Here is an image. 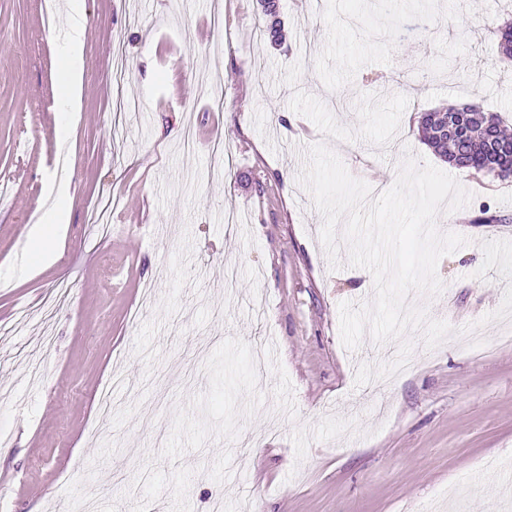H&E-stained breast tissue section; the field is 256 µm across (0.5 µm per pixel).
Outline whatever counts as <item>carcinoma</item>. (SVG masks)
<instances>
[{"label": "carcinoma", "mask_w": 512, "mask_h": 512, "mask_svg": "<svg viewBox=\"0 0 512 512\" xmlns=\"http://www.w3.org/2000/svg\"><path fill=\"white\" fill-rule=\"evenodd\" d=\"M265 17L263 35L270 44L279 46L285 35L279 18L276 0H260ZM500 54L512 59V22L497 29ZM456 117L458 125L448 136L438 134L435 117L440 112ZM434 109L421 113L419 130L424 143L434 154L457 169L473 170L499 179L512 176V134L504 122L492 112H485L477 102L462 107ZM502 218L490 205L483 204L467 220L469 224H498Z\"/></svg>", "instance_id": "cac0c4a2"}]
</instances>
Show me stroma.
Wrapping results in <instances>:
<instances>
[{"instance_id":"1","label":"stroma","mask_w":512,"mask_h":512,"mask_svg":"<svg viewBox=\"0 0 512 512\" xmlns=\"http://www.w3.org/2000/svg\"><path fill=\"white\" fill-rule=\"evenodd\" d=\"M85 0L81 112L62 83L69 0H0V512H500L512 501V179L448 166L420 113L480 100L512 126V61L496 30L512 0H438L422 17L377 0H278L286 43L257 0ZM122 80H115L116 58ZM388 82L363 85L369 70ZM223 88L222 102L207 89ZM197 132L185 154L186 128ZM226 159L214 161L213 140ZM391 187L406 157L471 192L440 213L469 238L444 256L435 297L450 325L384 391L356 385L384 357L343 346L339 305L370 302L369 271L340 249L298 182L310 146ZM69 184L70 221L30 231ZM115 199L109 232L91 221ZM499 224L467 223L482 203ZM70 287L55 305L58 283ZM114 402L97 433V396ZM261 10L265 17L264 29L262 30L265 39L271 45L280 46L285 39L283 34L282 22L279 18L275 0H260Z\"/></svg>"}]
</instances>
